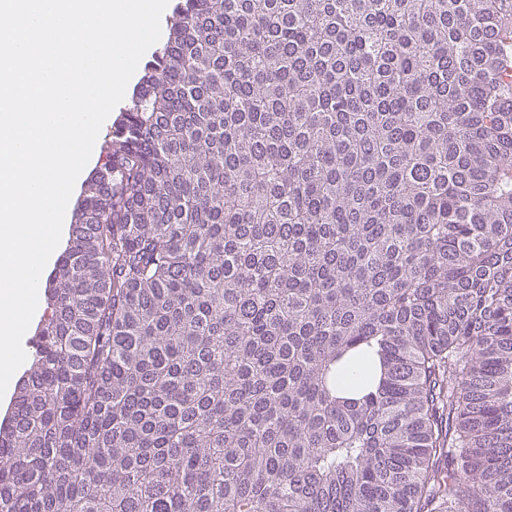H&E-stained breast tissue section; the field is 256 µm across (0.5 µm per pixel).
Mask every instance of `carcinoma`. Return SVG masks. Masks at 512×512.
<instances>
[{
    "instance_id": "carcinoma-1",
    "label": "carcinoma",
    "mask_w": 512,
    "mask_h": 512,
    "mask_svg": "<svg viewBox=\"0 0 512 512\" xmlns=\"http://www.w3.org/2000/svg\"><path fill=\"white\" fill-rule=\"evenodd\" d=\"M0 422V512H512V0H178Z\"/></svg>"
}]
</instances>
